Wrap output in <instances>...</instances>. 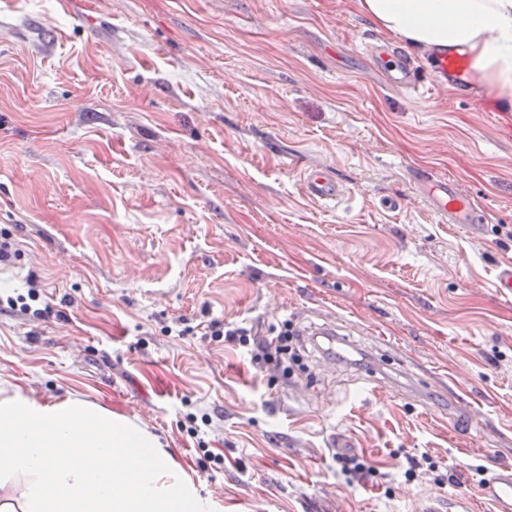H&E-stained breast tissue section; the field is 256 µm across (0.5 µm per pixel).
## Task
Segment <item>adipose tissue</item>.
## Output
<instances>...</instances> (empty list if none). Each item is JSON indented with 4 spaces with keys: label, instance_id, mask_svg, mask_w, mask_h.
I'll return each mask as SVG.
<instances>
[{
    "label": "adipose tissue",
    "instance_id": "1",
    "mask_svg": "<svg viewBox=\"0 0 512 512\" xmlns=\"http://www.w3.org/2000/svg\"><path fill=\"white\" fill-rule=\"evenodd\" d=\"M380 30L470 55L512 119V0H359ZM158 436L69 397L0 395V512H213Z\"/></svg>",
    "mask_w": 512,
    "mask_h": 512
}]
</instances>
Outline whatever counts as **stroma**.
Wrapping results in <instances>:
<instances>
[{
  "label": "stroma",
  "mask_w": 512,
  "mask_h": 512,
  "mask_svg": "<svg viewBox=\"0 0 512 512\" xmlns=\"http://www.w3.org/2000/svg\"><path fill=\"white\" fill-rule=\"evenodd\" d=\"M377 39L401 43L358 0H0V295L40 311L0 312V392L145 425L223 512H421L512 463V123L475 80L391 87ZM295 155L343 197L309 199ZM419 167L486 223L441 222ZM214 320L291 324L305 369ZM225 336H227L230 341H235L239 346L246 348V353L250 356V361L256 364L270 359L273 352L280 353L283 350L282 348H285V346L281 344L285 340H288V336L293 337L290 333L281 332L277 336H267L265 339L255 340L254 338L251 339L246 330L243 329L237 330L236 332H226Z\"/></svg>",
  "instance_id": "1"
}]
</instances>
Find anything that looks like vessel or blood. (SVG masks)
I'll use <instances>...</instances> for the list:
<instances>
[{
    "label": "vessel or blood",
    "instance_id": "b4317fda",
    "mask_svg": "<svg viewBox=\"0 0 512 512\" xmlns=\"http://www.w3.org/2000/svg\"><path fill=\"white\" fill-rule=\"evenodd\" d=\"M373 52L377 59L389 62V82L398 88L415 84L416 69L400 51L377 46ZM428 65L432 72V84L442 88L452 86L466 91L471 78V62L466 54L455 50H439L429 55ZM300 168L302 186L307 197L318 202L335 201L343 193V187L332 172L324 167H306L301 160H294ZM418 181L426 189L425 199L431 210L452 224H482L486 221L482 206L472 197L462 195L454 182L435 174L432 169L420 168L415 172ZM477 494L488 512H512V465L498 464L488 470L481 479Z\"/></svg>",
    "mask_w": 512,
    "mask_h": 512
}]
</instances>
